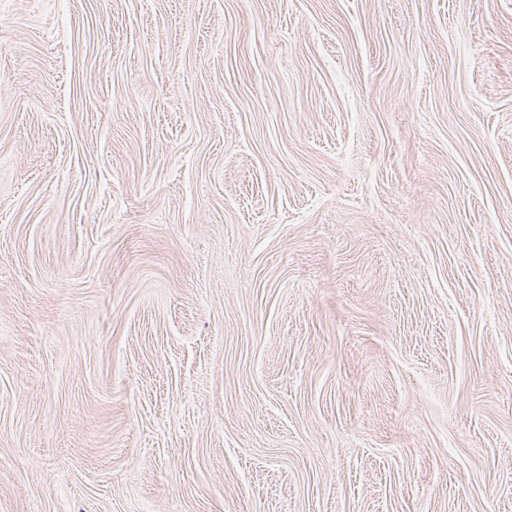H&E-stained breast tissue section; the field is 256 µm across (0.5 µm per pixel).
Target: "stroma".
<instances>
[{
	"mask_svg": "<svg viewBox=\"0 0 512 512\" xmlns=\"http://www.w3.org/2000/svg\"><path fill=\"white\" fill-rule=\"evenodd\" d=\"M0 512H512V0H0Z\"/></svg>",
	"mask_w": 512,
	"mask_h": 512,
	"instance_id": "1",
	"label": "stroma"
}]
</instances>
